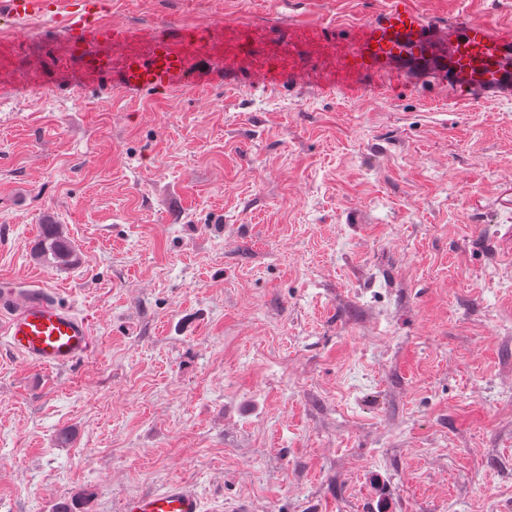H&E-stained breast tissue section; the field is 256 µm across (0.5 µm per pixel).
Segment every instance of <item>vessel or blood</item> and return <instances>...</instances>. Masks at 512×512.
Masks as SVG:
<instances>
[{"instance_id": "b4317fda", "label": "vessel or blood", "mask_w": 512, "mask_h": 512, "mask_svg": "<svg viewBox=\"0 0 512 512\" xmlns=\"http://www.w3.org/2000/svg\"><path fill=\"white\" fill-rule=\"evenodd\" d=\"M61 0H0V15L22 20L57 13ZM103 0H74L61 32L82 68L108 79L113 90L135 98L148 91L182 85L189 63L176 42L154 39L148 56L132 54L113 64L106 47L127 41L128 29L103 26ZM347 66L353 73L422 74L445 81L455 94L472 102L512 98V28L483 20L428 19L411 0H388L355 35ZM0 336L28 362L64 368L89 354L93 339L87 320L49 297L42 288L0 289ZM122 512H204L201 497L180 481L156 492L125 499Z\"/></svg>"}]
</instances>
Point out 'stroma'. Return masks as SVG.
Masks as SVG:
<instances>
[{"instance_id": "35a3bbf8", "label": "stroma", "mask_w": 512, "mask_h": 512, "mask_svg": "<svg viewBox=\"0 0 512 512\" xmlns=\"http://www.w3.org/2000/svg\"><path fill=\"white\" fill-rule=\"evenodd\" d=\"M386 0H105L181 40L134 99L0 20V287L84 315L48 369L0 343V512H512V100L349 76ZM512 27V0H411ZM60 225L76 262L35 259ZM123 512H204L201 497L189 485L172 481L156 492L131 495Z\"/></svg>"}]
</instances>
